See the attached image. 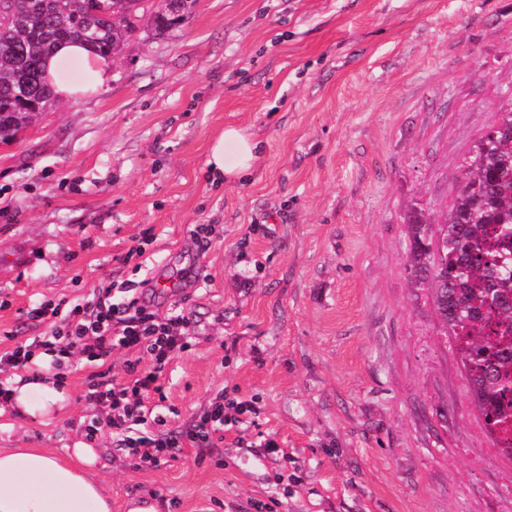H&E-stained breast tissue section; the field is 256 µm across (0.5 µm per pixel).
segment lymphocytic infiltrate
I'll use <instances>...</instances> for the list:
<instances>
[{"label": "lymphocytic infiltrate", "mask_w": 512, "mask_h": 512, "mask_svg": "<svg viewBox=\"0 0 512 512\" xmlns=\"http://www.w3.org/2000/svg\"><path fill=\"white\" fill-rule=\"evenodd\" d=\"M133 289L130 283H111L98 288L92 299L66 310L52 300L32 307L28 318L50 322V331L35 337L31 344L1 354L0 370L28 367L40 348L54 354V368L62 376L69 372L74 353H82L95 367L83 394L84 401L95 411L94 418L84 425L86 438L110 431L120 450L138 464L153 466L184 444L209 442L208 423L227 421L232 413L244 415L252 406L223 395L212 403L202 422L189 431L174 435L162 432V418L153 417L146 401L151 395L162 394L160 378L166 365L188 348V319L181 313L160 316L151 306L140 303L133 296ZM117 291L126 294V301L114 302ZM117 346L135 355L126 364L127 378L123 381L112 379L107 368ZM150 423L158 426V433L132 434L133 426Z\"/></svg>", "instance_id": "1"}]
</instances>
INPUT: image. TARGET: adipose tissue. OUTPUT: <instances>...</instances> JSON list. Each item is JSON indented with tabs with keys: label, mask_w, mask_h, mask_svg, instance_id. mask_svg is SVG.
Masks as SVG:
<instances>
[{
	"label": "adipose tissue",
	"mask_w": 512,
	"mask_h": 512,
	"mask_svg": "<svg viewBox=\"0 0 512 512\" xmlns=\"http://www.w3.org/2000/svg\"><path fill=\"white\" fill-rule=\"evenodd\" d=\"M79 65L83 79L72 78ZM110 60L83 45H59L45 63V75L57 96L74 103L97 92L110 77ZM261 143L246 129L227 126L211 143L207 164L212 174L234 183L251 174ZM51 354L38 353L36 373L14 376L9 410L35 418L50 417L66 399L49 371ZM99 454L85 441L65 453L52 448H0V512H112V494L97 475Z\"/></svg>",
	"instance_id": "1"
}]
</instances>
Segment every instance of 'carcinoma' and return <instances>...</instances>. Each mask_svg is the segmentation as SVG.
Returning a JSON list of instances; mask_svg holds the SVG:
<instances>
[{
  "instance_id": "1",
  "label": "carcinoma",
  "mask_w": 512,
  "mask_h": 512,
  "mask_svg": "<svg viewBox=\"0 0 512 512\" xmlns=\"http://www.w3.org/2000/svg\"><path fill=\"white\" fill-rule=\"evenodd\" d=\"M197 0H0V139L14 138L56 100L43 76L56 44L79 41L113 58L150 16L165 32ZM467 177L449 210L413 208L407 270L432 291L443 333L466 368L468 394L501 453L512 429V111L465 158Z\"/></svg>"
}]
</instances>
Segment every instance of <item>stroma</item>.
<instances>
[{
	"mask_svg": "<svg viewBox=\"0 0 512 512\" xmlns=\"http://www.w3.org/2000/svg\"><path fill=\"white\" fill-rule=\"evenodd\" d=\"M511 88L512 0H197L142 27L99 92L0 141V354L49 332L26 316L41 301L166 275L153 304L189 317L191 346L150 405L174 432L225 390L258 408L153 468L96 438L112 512H512L404 222L450 206ZM228 124L262 143L242 183L206 165ZM73 365L61 419L0 416V448L84 438Z\"/></svg>",
	"mask_w": 512,
	"mask_h": 512,
	"instance_id": "35a3bbf8",
	"label": "stroma"
}]
</instances>
